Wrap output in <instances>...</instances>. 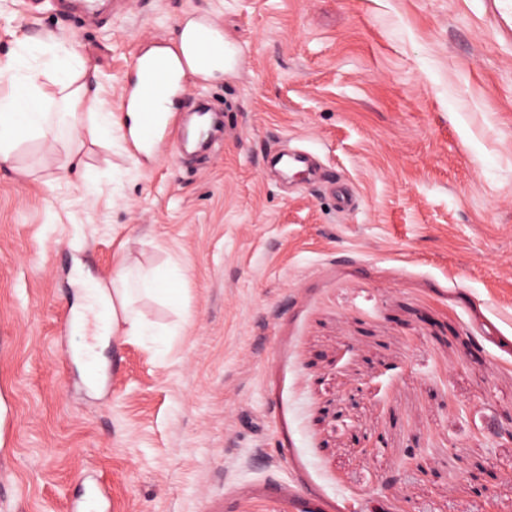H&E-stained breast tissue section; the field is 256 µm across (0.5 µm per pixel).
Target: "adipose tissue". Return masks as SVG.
Returning <instances> with one entry per match:
<instances>
[{
    "label": "adipose tissue",
    "instance_id": "obj_1",
    "mask_svg": "<svg viewBox=\"0 0 512 512\" xmlns=\"http://www.w3.org/2000/svg\"><path fill=\"white\" fill-rule=\"evenodd\" d=\"M27 57L21 51L0 62V82L8 85L0 93V165L22 171L18 149L37 139L48 144L57 169L78 171L87 166V144L102 141L111 130L136 127L137 113L112 114L95 95L89 67L80 57L66 54L39 68L30 67ZM182 277V270L148 268L124 254L111 279L86 283L83 297L93 301L106 335L132 339L154 329L136 312L137 297L146 294L178 305L174 283Z\"/></svg>",
    "mask_w": 512,
    "mask_h": 512
}]
</instances>
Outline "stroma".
Listing matches in <instances>:
<instances>
[{
    "mask_svg": "<svg viewBox=\"0 0 512 512\" xmlns=\"http://www.w3.org/2000/svg\"><path fill=\"white\" fill-rule=\"evenodd\" d=\"M77 11L0 0V60L64 47L114 110L134 48L196 11L239 66L190 87L224 113L209 157L116 134L79 172L37 140L30 176L0 168V512H65L85 476L112 512H512V44L482 0H102L80 33ZM286 145L355 204L268 178ZM124 252L183 269L181 306L143 301L162 335L108 342L92 386L73 273Z\"/></svg>",
    "mask_w": 512,
    "mask_h": 512,
    "instance_id": "stroma-1",
    "label": "stroma"
}]
</instances>
